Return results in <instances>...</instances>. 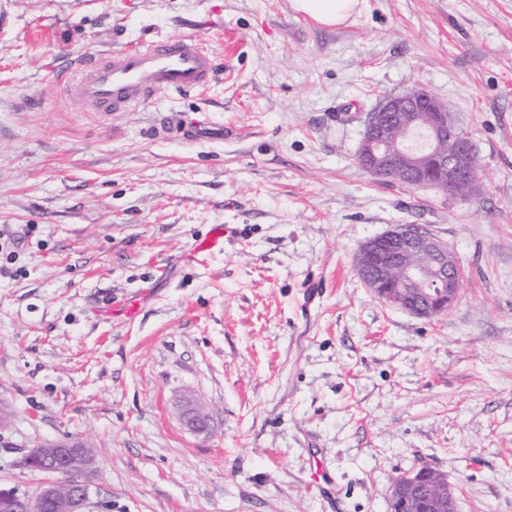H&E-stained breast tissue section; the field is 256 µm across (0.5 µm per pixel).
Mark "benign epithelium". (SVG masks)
<instances>
[{"label":"benign epithelium","mask_w":512,"mask_h":512,"mask_svg":"<svg viewBox=\"0 0 512 512\" xmlns=\"http://www.w3.org/2000/svg\"><path fill=\"white\" fill-rule=\"evenodd\" d=\"M359 156L367 172L381 181L433 187L446 196L479 195V147L455 123L447 106L424 86L383 96L367 113ZM448 145V151L442 145ZM354 268L380 302L419 318L448 311L462 279L457 254L418 224H395L360 246ZM202 408L185 402L184 424L200 427ZM60 457L38 492L44 512H87L98 489L84 474L95 458L80 441L56 443ZM388 512H458L454 485L430 465L394 478ZM33 501L0 487V512H32Z\"/></svg>","instance_id":"7a95c632"}]
</instances>
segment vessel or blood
I'll list each match as a JSON object with an SVG mask.
<instances>
[{
	"instance_id": "obj_1",
	"label": "vessel or blood",
	"mask_w": 512,
	"mask_h": 512,
	"mask_svg": "<svg viewBox=\"0 0 512 512\" xmlns=\"http://www.w3.org/2000/svg\"><path fill=\"white\" fill-rule=\"evenodd\" d=\"M218 67L217 58L195 36L169 35L142 43L137 49L115 48L108 53H90L80 63L66 87L96 112H124L143 104L162 91L198 92L207 88ZM157 133L188 141L214 138L219 127L200 119L171 112L156 124ZM224 225H210L204 237L195 239L185 255L200 263L223 251ZM148 290L108 302L107 313L124 323L141 315Z\"/></svg>"
}]
</instances>
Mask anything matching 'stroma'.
<instances>
[{
  "mask_svg": "<svg viewBox=\"0 0 512 512\" xmlns=\"http://www.w3.org/2000/svg\"><path fill=\"white\" fill-rule=\"evenodd\" d=\"M0 26V487L29 448L88 442L90 512H387L429 464L458 512H512V0H364L322 27L290 0H9ZM44 25L52 37L38 40ZM202 95L91 111L55 67L191 34L223 56ZM422 84L480 147L475 199L375 180L367 112ZM223 139L153 136L155 114ZM224 224V249L185 262ZM418 224L464 268L447 313L376 300L361 244ZM150 289L138 322L93 312ZM208 421L180 420L186 398ZM334 476L336 510L309 477Z\"/></svg>",
  "mask_w": 512,
  "mask_h": 512,
  "instance_id": "obj_1",
  "label": "stroma"
}]
</instances>
